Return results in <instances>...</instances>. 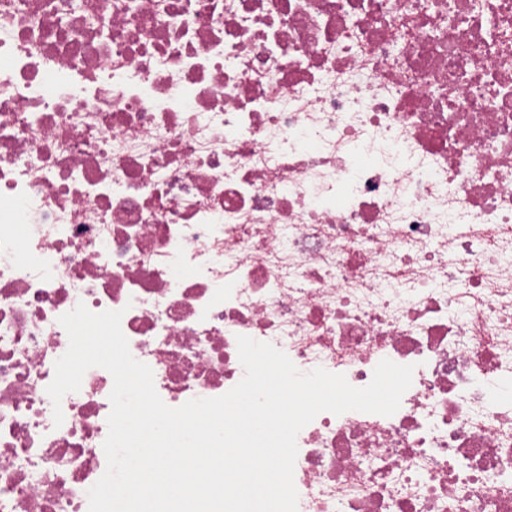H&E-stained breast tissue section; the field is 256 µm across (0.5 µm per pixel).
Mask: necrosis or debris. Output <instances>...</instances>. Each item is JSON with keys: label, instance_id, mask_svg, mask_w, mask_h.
<instances>
[{"label": "necrosis or debris", "instance_id": "1", "mask_svg": "<svg viewBox=\"0 0 512 512\" xmlns=\"http://www.w3.org/2000/svg\"><path fill=\"white\" fill-rule=\"evenodd\" d=\"M122 311L177 408L237 336L390 416L297 436L298 512H512V0H0V512H89Z\"/></svg>", "mask_w": 512, "mask_h": 512}]
</instances>
